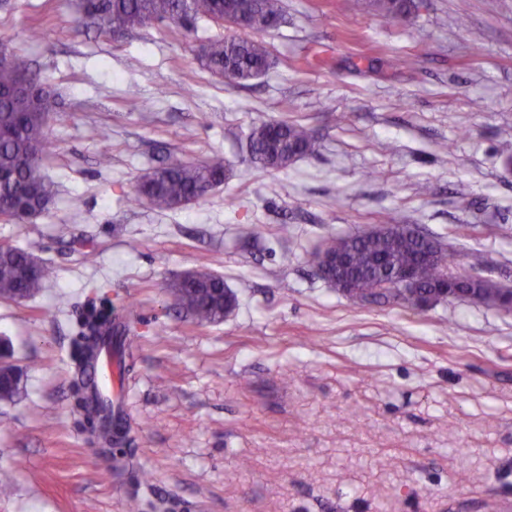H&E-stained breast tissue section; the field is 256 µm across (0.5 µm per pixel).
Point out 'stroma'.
<instances>
[{
  "label": "stroma",
  "mask_w": 512,
  "mask_h": 512,
  "mask_svg": "<svg viewBox=\"0 0 512 512\" xmlns=\"http://www.w3.org/2000/svg\"><path fill=\"white\" fill-rule=\"evenodd\" d=\"M285 3L262 35L271 69L239 85L197 57L222 32L208 20L103 35L76 0H0V39L57 102L52 202L0 221V245L54 267L35 298L0 300V363L23 372L0 401V512H127L134 495L141 512L512 505V314L350 298L310 261L390 213L457 255L482 251V276L512 286V0H423L407 19ZM414 50L416 69L389 68ZM285 114L315 133L316 153L256 170L250 130ZM214 154L230 177L205 200L134 202L163 162ZM203 268L238 298L217 324L195 323L170 294ZM91 304L132 316L131 466L117 479L75 407Z\"/></svg>",
  "instance_id": "1"
}]
</instances>
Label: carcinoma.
<instances>
[{"mask_svg": "<svg viewBox=\"0 0 512 512\" xmlns=\"http://www.w3.org/2000/svg\"><path fill=\"white\" fill-rule=\"evenodd\" d=\"M381 14L408 18L419 10L418 0H366ZM78 8L103 32L129 31L153 21L169 20L185 27L202 18L219 25L224 16L240 19L237 28L247 35L227 34L203 43L201 62L214 75L246 83L264 75L273 60L258 35L284 18V0H80ZM26 58L16 55L0 68V220L23 223L47 211L53 196L42 168L51 160L46 149V124L54 111L50 91L24 80ZM317 140L308 127L286 116L262 123L249 135L251 162L262 170H284L316 151ZM224 158L203 161L175 159L140 178L135 200L156 210H173L197 203L227 179ZM320 252L330 260L323 279L349 297L396 300L424 306L453 296L498 310L512 287L472 275L482 268L483 255H467L468 267L435 236L412 224H398L392 216L385 226L332 237ZM318 252V253H320ZM312 252L311 257L318 256ZM415 271L418 287L405 288L404 274ZM50 265L16 246L0 245V299L21 302L38 295L52 278ZM178 308L199 324H215L237 307V296L224 287V278L207 270H194L171 286ZM114 333L112 310L90 306L81 323L79 357L99 347ZM20 374L11 365L0 366V400L10 401L19 391ZM83 410L97 419L98 438L112 447V414L94 405L86 395Z\"/></svg>", "mask_w": 512, "mask_h": 512, "instance_id": "1", "label": "carcinoma"}]
</instances>
